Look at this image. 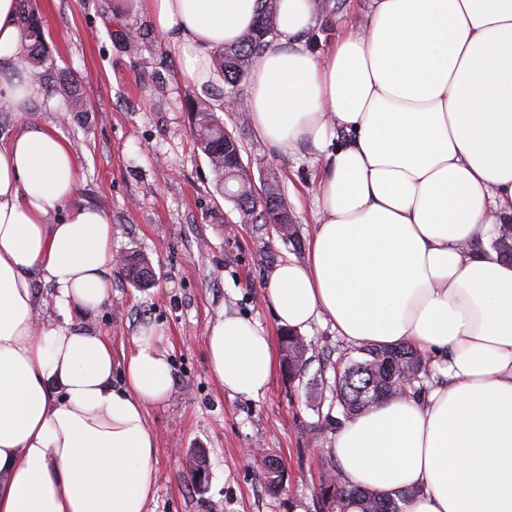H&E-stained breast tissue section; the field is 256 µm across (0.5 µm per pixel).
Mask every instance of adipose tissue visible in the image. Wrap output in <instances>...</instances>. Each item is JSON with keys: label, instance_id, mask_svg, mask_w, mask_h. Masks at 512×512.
Returning a JSON list of instances; mask_svg holds the SVG:
<instances>
[{"label": "adipose tissue", "instance_id": "ef3b65f1", "mask_svg": "<svg viewBox=\"0 0 512 512\" xmlns=\"http://www.w3.org/2000/svg\"><path fill=\"white\" fill-rule=\"evenodd\" d=\"M201 83L213 50L240 41L260 0H135ZM313 0H279L278 36L244 95L251 126L321 171L303 260L276 264L261 299L293 332L330 322L355 345L416 346L448 377L385 401L332 438L343 480L404 512H512V263L486 243L512 222V0H368L358 30L327 44ZM42 88L0 78L22 123L0 142V512H148L156 436L148 407L173 376L154 331L116 368L72 312L112 299V219L76 201V156L27 120ZM63 323L38 322L36 284ZM209 368L256 398L270 337L226 316L206 329Z\"/></svg>", "mask_w": 512, "mask_h": 512}]
</instances>
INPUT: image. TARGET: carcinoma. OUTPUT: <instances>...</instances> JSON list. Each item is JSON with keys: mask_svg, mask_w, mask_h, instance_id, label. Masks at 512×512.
<instances>
[{"mask_svg": "<svg viewBox=\"0 0 512 512\" xmlns=\"http://www.w3.org/2000/svg\"><path fill=\"white\" fill-rule=\"evenodd\" d=\"M21 24L25 36L24 50L19 57L22 68L47 78L48 91L58 94L67 112L87 111L86 99L74 77L55 80L50 77L45 53V38L35 13L29 10L27 0H21ZM257 23L241 42L214 51L217 72L224 81L221 91L222 104L228 112L245 113L240 87L251 69L262 59L277 37V0H260ZM196 147L208 160L216 185L224 197L235 203L242 222L254 220L262 224H285L290 220L278 171H265L261 194L256 190L251 174L243 165L231 163L241 154L239 138L224 130V120L217 115L210 97H189ZM491 247L503 259L512 260V232L499 224L491 240ZM126 275L140 285L152 277L148 260L143 256L124 259ZM288 374H302L312 360V344L305 338L286 333L282 337ZM361 357L349 358L342 373L336 377L332 401L336 402L344 419L350 420L376 405L394 398H416L422 388L415 386L427 375L428 367L423 355L411 346L368 345L357 349ZM393 363L392 371L385 369V362ZM264 480L271 490L283 481L281 463L274 458L265 459ZM316 497L320 512H403L402 503L408 494L385 496L374 490L349 485L339 478L338 467H328L321 480Z\"/></svg>", "mask_w": 512, "mask_h": 512, "instance_id": "carcinoma-1", "label": "carcinoma"}]
</instances>
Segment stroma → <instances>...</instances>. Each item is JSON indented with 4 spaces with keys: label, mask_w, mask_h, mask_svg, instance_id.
Here are the masks:
<instances>
[{
    "label": "stroma",
    "mask_w": 512,
    "mask_h": 512,
    "mask_svg": "<svg viewBox=\"0 0 512 512\" xmlns=\"http://www.w3.org/2000/svg\"><path fill=\"white\" fill-rule=\"evenodd\" d=\"M45 32L55 74L74 75L87 100L85 112L64 114L60 97L43 95L29 105L30 120L56 126L79 163V203L112 218V247L147 257L151 285L112 271V301L76 313L74 325L104 336L116 360L133 350L138 332L156 328L173 369L167 402L149 407L157 439V490L149 512H319L315 488L333 461L335 423L309 405L314 383L332 385L339 356L351 349L330 325L317 321L304 337L330 352L303 376L289 379L276 362L263 396L231 395L213 377L205 350L209 323L223 315L257 322L273 340L283 330L261 301L266 273L280 260L303 259L315 229L318 169L308 150L285 153L253 127H224L243 143L252 168L273 167L295 224H244L235 205L215 187L206 158L194 148L186 99L198 86L181 72L172 49L149 16L127 0H31ZM367 0H328L311 39L329 42L358 26ZM147 32L138 55L114 36L117 26ZM284 467L281 488L268 490L257 449ZM205 460L197 482L181 456Z\"/></svg>",
    "instance_id": "1"
}]
</instances>
